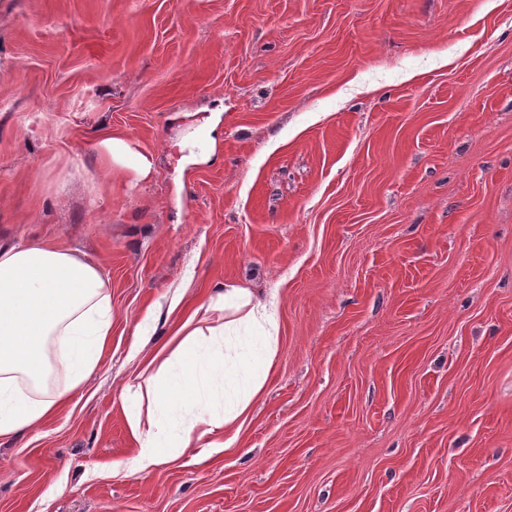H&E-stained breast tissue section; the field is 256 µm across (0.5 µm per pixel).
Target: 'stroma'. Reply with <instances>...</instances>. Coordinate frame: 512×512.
Here are the masks:
<instances>
[{"mask_svg":"<svg viewBox=\"0 0 512 512\" xmlns=\"http://www.w3.org/2000/svg\"><path fill=\"white\" fill-rule=\"evenodd\" d=\"M111 133L149 181L104 176ZM29 241L99 266L112 336L0 440V512H512V0H0V245ZM228 281L280 296L237 441L113 472L139 316ZM181 150H188L189 156L184 157L191 161L208 160L214 152L215 139L210 136L205 140H198L190 133L184 140L179 143Z\"/></svg>","mask_w":512,"mask_h":512,"instance_id":"35a3bbf8","label":"stroma"}]
</instances>
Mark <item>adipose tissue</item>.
<instances>
[{"label": "adipose tissue", "instance_id": "ef3b65f1", "mask_svg": "<svg viewBox=\"0 0 512 512\" xmlns=\"http://www.w3.org/2000/svg\"><path fill=\"white\" fill-rule=\"evenodd\" d=\"M107 169L150 179L154 156L108 136ZM220 326L202 332L196 314H179L145 357V385L120 395L137 453L128 467L146 474L184 449L218 447L263 391L279 324L274 300L236 282L207 304ZM112 335L109 283L94 263L40 244L0 249V438L39 427L75 396Z\"/></svg>", "mask_w": 512, "mask_h": 512}]
</instances>
